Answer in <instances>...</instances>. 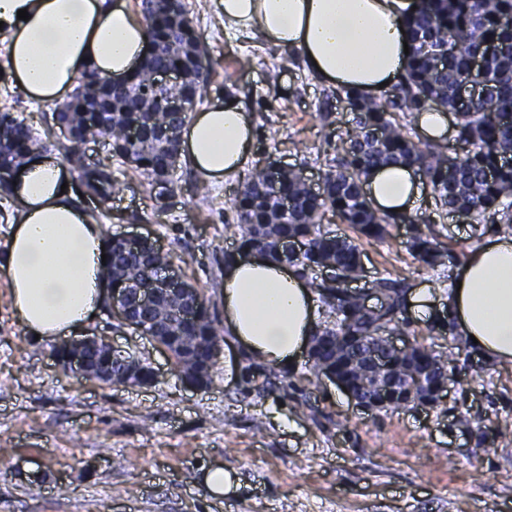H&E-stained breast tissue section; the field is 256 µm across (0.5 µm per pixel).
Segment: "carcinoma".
Wrapping results in <instances>:
<instances>
[{
	"mask_svg": "<svg viewBox=\"0 0 512 512\" xmlns=\"http://www.w3.org/2000/svg\"><path fill=\"white\" fill-rule=\"evenodd\" d=\"M508 15H512V0H418L417 9L404 19L410 54L402 81L380 97L365 98L354 90H343L344 100L356 112L355 126L348 131L336 170L326 174L322 190L308 189L301 171L293 168L272 179L257 167L246 179L234 199L241 249L261 241L264 254L282 261L280 242L301 239L307 249L288 263L299 267L302 274L334 264L343 275L351 277L360 268L361 252L353 239L323 230L322 217L328 209L370 239L383 240L389 225L407 222L412 225L408 248L418 261L431 269L446 265L448 254L439 247L430 225L417 224L406 216L379 214L362 193L371 170L399 163L419 167L441 207L478 220L511 224L512 164L505 155L512 154V26L502 22ZM144 26L148 44L155 50L147 67L131 76L134 93L122 90L112 94V124H104L102 115L85 105L84 95L104 81L93 71L82 73L67 105L62 108L57 104L52 112L54 125L65 124L75 131L76 139L65 147L64 159L86 191L99 198L104 216L117 189L112 163L85 164L80 143L110 139L118 146L113 156L122 161L132 156L135 168L147 176L157 189L156 198L162 200L172 183L167 178V154L152 141H129L127 130L133 125L153 129L159 121L180 127L187 113L168 111L165 98L154 100L153 111L144 112L137 92L151 87L157 70L181 71L180 84L167 89L170 97L192 85L198 92L206 82L204 60L208 49L187 12L174 19L146 6ZM490 47L494 51L484 70L472 75L473 59ZM472 76L486 89V98L462 112L457 88L461 80ZM431 104L458 113L457 140L467 145V150L451 166L444 152L419 148L393 117L395 110L416 112ZM0 128L11 136L0 158L6 163L35 150H48L49 141L8 110L0 111ZM284 200L288 201L286 212L279 210ZM124 253L121 262L112 264L114 288H126L140 277L149 255L159 266L170 262V253H156L149 246L139 251L126 248ZM308 285L327 307L329 317L312 336L314 371L320 372L321 362L328 360L355 394L368 398V379L357 374L360 359L356 353L351 351L344 358L335 356V351L326 346V337L357 336L367 345L387 331L409 334L408 323L398 316L403 304L400 284L390 278L373 282V288L384 298L383 307L374 313L363 310L358 294H344L324 281L311 280ZM141 325L147 336L167 337L165 343L173 352L178 373L188 372L194 359L205 363L200 387H209L219 358L215 346L221 345L224 337L205 295H200L199 310L190 318L183 317L178 304L167 303ZM406 364L417 372H427L434 382L448 374V357L421 344L413 352H388L383 373L398 377L401 386L407 387L410 378L400 373Z\"/></svg>",
	"mask_w": 512,
	"mask_h": 512,
	"instance_id": "carcinoma-1",
	"label": "carcinoma"
}]
</instances>
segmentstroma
I'll return each instance as SVG.
<instances>
[{
    "label": "stroma",
    "mask_w": 512,
    "mask_h": 512,
    "mask_svg": "<svg viewBox=\"0 0 512 512\" xmlns=\"http://www.w3.org/2000/svg\"><path fill=\"white\" fill-rule=\"evenodd\" d=\"M182 2L209 48L198 109L239 99L254 117L255 165L281 162L319 187L355 124L341 89L309 74L300 57L284 60L279 48L225 30L214 0ZM6 47L0 38V111L49 132L62 152L52 103L13 87ZM277 63L272 85L266 72ZM84 152L88 161L111 162L120 184L103 219L107 235L157 238L223 318L224 258L239 246L234 197L242 177L210 181L202 196L199 174L182 164L160 204L145 176L113 160L109 141ZM412 216L433 225L446 266L433 270L414 257L408 225H390L389 237L375 240L325 214L324 230L353 237L362 252L364 271L350 290L366 293L387 277L410 293L431 289L444 303L452 269L492 227L483 220L468 230L437 206L428 184ZM402 316L420 343L450 358L448 391L432 407L365 411L316 378L306 357L288 369L262 363L248 376V357L231 344L210 387H188L165 351L117 327L103 309L73 338L108 337L150 363L156 378L146 386L76 379L56 365L55 341L24 334L0 280V512H512V369L491 365L410 310ZM215 465L237 472V497L210 496L202 474Z\"/></svg>",
    "instance_id": "stroma-1"
}]
</instances>
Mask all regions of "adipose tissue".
Listing matches in <instances>:
<instances>
[{"mask_svg": "<svg viewBox=\"0 0 512 512\" xmlns=\"http://www.w3.org/2000/svg\"><path fill=\"white\" fill-rule=\"evenodd\" d=\"M417 0H217L224 26L298 52L318 79L372 96L404 74L403 19ZM27 10L28 20L17 17ZM14 85L27 97L62 101L82 72L122 79L146 51L145 27L127 0H0ZM253 117L234 99L195 113L181 130L184 164L209 179L242 173L254 158ZM58 155L31 152L9 190L13 215L0 279L30 335L53 340L90 322L106 300L105 230L84 209ZM365 190L383 214L411 213L422 196L415 166L372 170ZM443 310L474 352L512 365V233L484 235L452 272ZM224 327L263 363L294 365L316 330L314 295L298 269L236 255L224 267Z\"/></svg>", "mask_w": 512, "mask_h": 512, "instance_id": "1", "label": "adipose tissue"}]
</instances>
